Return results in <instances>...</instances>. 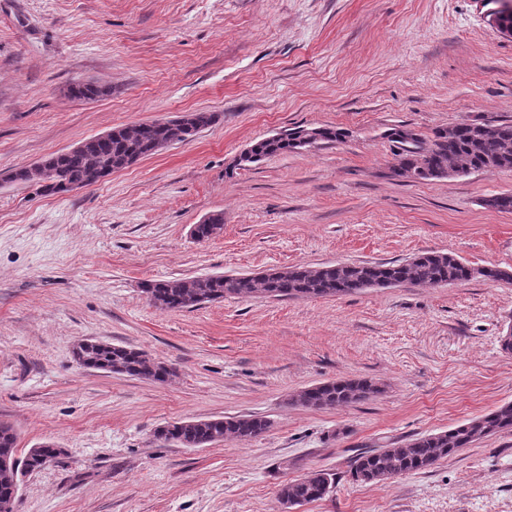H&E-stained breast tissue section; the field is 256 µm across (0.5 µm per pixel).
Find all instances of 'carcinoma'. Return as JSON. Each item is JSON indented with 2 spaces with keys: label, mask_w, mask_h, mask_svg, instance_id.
<instances>
[{
  "label": "carcinoma",
  "mask_w": 512,
  "mask_h": 512,
  "mask_svg": "<svg viewBox=\"0 0 512 512\" xmlns=\"http://www.w3.org/2000/svg\"><path fill=\"white\" fill-rule=\"evenodd\" d=\"M72 97L94 100L108 93L97 83H77L69 88ZM305 127H295L255 142L251 149L255 158L241 163L245 168L265 157L296 152L305 148ZM194 136L179 126H148L138 123L112 130V138L93 142L79 152L55 153L52 173L38 177L28 168L12 172V183L35 182L46 194H62L74 186H91L112 173L124 170L138 160L154 155L155 144L176 137L185 141ZM386 136L393 146L395 175L415 182L465 175L473 171L495 173L512 171V122H498L493 132L479 123H462L451 129L438 127L423 139L412 129L397 127ZM316 143L341 142L347 132L340 128L317 127ZM483 206L499 212H512V192L492 195ZM224 224L223 216L194 225L193 236L199 241L215 237ZM481 276L490 281L502 280V271L475 269L449 253L423 252L404 261L382 263H341L317 268L293 266L267 276L210 274L189 278L152 280L142 283V292L160 310H188L226 296L251 297L257 293L268 297H323L350 294L369 288H391L400 285L439 287ZM72 357L80 365L95 370L124 374L138 379L164 382L174 370L149 354L125 346L93 340L72 348ZM380 392L368 379H334L305 388L294 395L299 405L326 409L367 400ZM271 422L263 416L248 414L234 417L189 419L160 427L155 437L185 448H199L228 438L248 441L266 432ZM504 430H512V401H504L490 412L436 433L421 434L403 445L391 444L359 454L351 466V478L359 484H380L395 477L417 473L435 466L461 449ZM64 454L54 443L44 442L17 455V433L14 427L0 421V458L10 461L0 468V503H15L20 476L41 469ZM334 487L333 474L316 470L290 479L280 485L278 502L291 509L324 499Z\"/></svg>",
  "instance_id": "cac0c4a2"
}]
</instances>
